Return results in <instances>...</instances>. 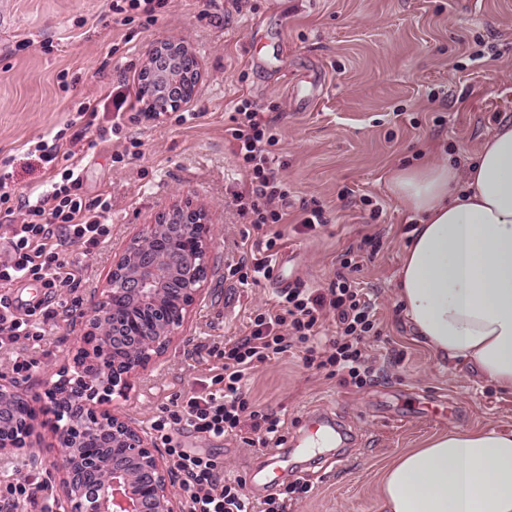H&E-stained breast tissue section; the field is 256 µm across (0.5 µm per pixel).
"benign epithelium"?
<instances>
[{"mask_svg":"<svg viewBox=\"0 0 512 512\" xmlns=\"http://www.w3.org/2000/svg\"><path fill=\"white\" fill-rule=\"evenodd\" d=\"M180 80L197 83L200 64L188 43L165 40L147 52L141 69L147 112H175L182 93L168 91L171 68ZM205 211L179 207L136 236L113 264L105 288L80 315L92 342L78 359L75 383L59 384L49 398L67 408L69 428L56 431L66 455L60 466L67 512H182L169 489L168 461L139 430L106 407L130 374L146 368L182 326L190 307L214 273ZM39 395L0 376V455L34 447ZM96 441L112 454L82 459L80 449Z\"/></svg>","mask_w":512,"mask_h":512,"instance_id":"benign-epithelium-1","label":"benign epithelium"}]
</instances>
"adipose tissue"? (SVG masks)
I'll return each instance as SVG.
<instances>
[{
  "label": "adipose tissue",
  "mask_w": 512,
  "mask_h": 512,
  "mask_svg": "<svg viewBox=\"0 0 512 512\" xmlns=\"http://www.w3.org/2000/svg\"><path fill=\"white\" fill-rule=\"evenodd\" d=\"M414 222L397 272L413 336L512 392V122L465 167L394 171ZM382 512H512V431L450 429L386 470Z\"/></svg>",
  "instance_id": "obj_1"
}]
</instances>
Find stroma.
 Segmentation results:
<instances>
[{
	"mask_svg": "<svg viewBox=\"0 0 512 512\" xmlns=\"http://www.w3.org/2000/svg\"><path fill=\"white\" fill-rule=\"evenodd\" d=\"M10 2L0 21V163H7L16 191L48 187L51 172L27 149L63 129L75 103L103 101L119 85L136 95L156 42L186 41L203 78L179 114L138 119L105 142L97 136L106 123L101 116L74 147L85 198L111 199V235L88 254L76 245L63 249L80 282L48 299L56 316L45 347L32 352L29 380L44 395L36 407L39 438L35 449L0 461L1 488L29 473L59 488L64 450L45 392L73 372L88 347L76 313L102 287L115 255L160 215L186 204L204 209L219 268L164 353L129 378L124 395L113 396L116 413L149 430L161 406L215 366L194 349L249 334L251 311L273 300L275 283L242 288L228 274L256 236L235 202L246 177L233 153L229 116L241 98L272 111L274 154L294 206L317 200L328 218L312 237L281 225V277L327 287L348 247L366 238L382 242L377 255L364 256L358 274L381 332L368 345L374 380L347 389L288 355L249 381L253 400L287 424L312 410L330 411L344 441L289 453L287 482L308 488L292 512H380L381 477L399 455L452 428L512 430V393L439 360L405 325L395 274L412 224L389 187L397 166L444 155L465 164L512 119V0H168L156 23L139 15L127 25L113 16L112 0ZM316 68L326 91L300 110L294 94ZM130 135L142 143L139 157L123 154ZM182 438L223 457L225 476L246 478L253 500L268 495L256 448L189 432Z\"/></svg>",
	"mask_w": 512,
	"mask_h": 512,
	"instance_id": "35a3bbf8",
	"label": "stroma"
}]
</instances>
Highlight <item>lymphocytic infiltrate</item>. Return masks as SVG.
Segmentation results:
<instances>
[{
	"instance_id": "obj_1",
	"label": "lymphocytic infiltrate",
	"mask_w": 512,
	"mask_h": 512,
	"mask_svg": "<svg viewBox=\"0 0 512 512\" xmlns=\"http://www.w3.org/2000/svg\"><path fill=\"white\" fill-rule=\"evenodd\" d=\"M97 116V105L80 104L69 131L35 143L41 161L60 172L46 191L17 193L10 173L0 169V350L10 351L12 370L24 381L35 362L20 348L43 340L54 313L47 307L20 310L3 288L30 281L51 291L73 285L77 268L61 257V246L77 244L89 252L107 241L110 228L105 219L111 200L84 198L82 168L73 151ZM230 120L233 152L250 181L247 193L237 195V207L260 233L251 257L229 268L247 288L274 276L282 238L277 226L288 217L290 191L275 167L272 148L277 138L263 109L240 99ZM360 257L352 248L341 254L336 278L326 288L298 280L279 291L273 304L251 314L249 334L208 348V356L220 361L208 378L197 380L190 391L161 407L152 427L172 461L187 512H289L291 504L284 497L252 501L244 478L225 477L223 458L180 447L176 436L187 430L221 441L248 430L261 447L281 445L285 420L256 409L247 381L259 366L289 353L342 387L358 390L370 383L375 366L366 347L379 330L374 304L356 279ZM330 323L335 326L331 336L326 333ZM36 502L41 503V512H50L49 484L36 475L22 476L0 491V512Z\"/></svg>"
}]
</instances>
